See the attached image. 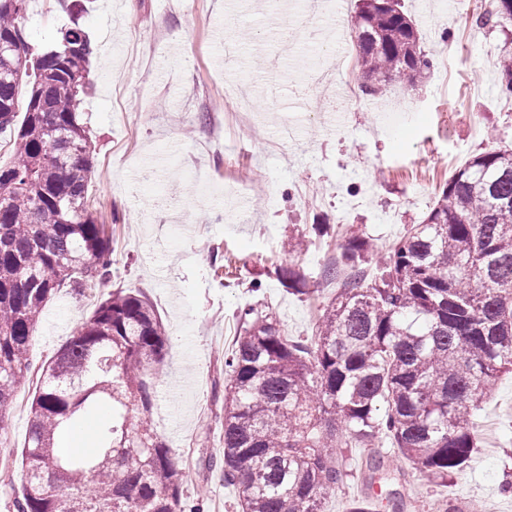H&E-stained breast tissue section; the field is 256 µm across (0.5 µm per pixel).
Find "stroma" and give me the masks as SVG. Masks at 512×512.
Segmentation results:
<instances>
[{"label":"stroma","mask_w":512,"mask_h":512,"mask_svg":"<svg viewBox=\"0 0 512 512\" xmlns=\"http://www.w3.org/2000/svg\"><path fill=\"white\" fill-rule=\"evenodd\" d=\"M444 2L403 0L433 59L416 85L355 91L343 110L287 112L288 94L303 95L308 69L336 42L331 13L306 15L301 0L278 11L268 0H84L97 50L80 107L95 146L88 203L117 216L118 245L110 279L46 305L29 361L36 369L51 358L112 290L146 296L169 336L152 418L185 469L184 499L202 500L204 512H238L235 488L206 466L224 447V354L237 311L263 304L289 336H313L337 287L324 272L341 266L350 233L386 253L457 169L512 148V96L498 66L512 56V20L479 27L493 0H458L452 12ZM68 21L58 0H28L35 48ZM228 81L249 86L248 114L226 102ZM301 236L308 250L288 252ZM278 265L304 273L308 294L289 293ZM34 391V381L22 384L0 425L9 459L0 512H17ZM472 426L471 465L443 484L408 468L369 474L367 449H345L349 475L325 512H349L376 485L392 496L377 512H443L451 499L512 512L500 491L512 481V373L484 395Z\"/></svg>","instance_id":"obj_1"}]
</instances>
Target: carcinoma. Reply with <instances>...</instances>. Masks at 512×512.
Wrapping results in <instances>:
<instances>
[{
  "label": "carcinoma",
  "instance_id": "1",
  "mask_svg": "<svg viewBox=\"0 0 512 512\" xmlns=\"http://www.w3.org/2000/svg\"><path fill=\"white\" fill-rule=\"evenodd\" d=\"M358 70L370 95L413 85L431 67L401 0H358ZM0 425L20 383L47 303L110 277L112 225L87 204L95 148L79 106L89 94L90 40L79 23L34 50L27 0H0ZM27 90L20 93L21 82ZM23 117H18L19 108ZM351 271L315 336L295 339L272 312L249 306L224 355V449L208 466L238 489L241 512H324L348 471L341 449L370 448L368 469L394 454L430 483L468 467L473 411L512 372V150L481 153L446 182L422 223L380 257L348 237ZM292 292L305 277L276 267ZM169 336L141 293L102 298L42 367L21 451L18 512H200L182 497L185 472L152 420L151 367ZM106 401L95 450L67 451L64 433Z\"/></svg>",
  "mask_w": 512,
  "mask_h": 512
}]
</instances>
